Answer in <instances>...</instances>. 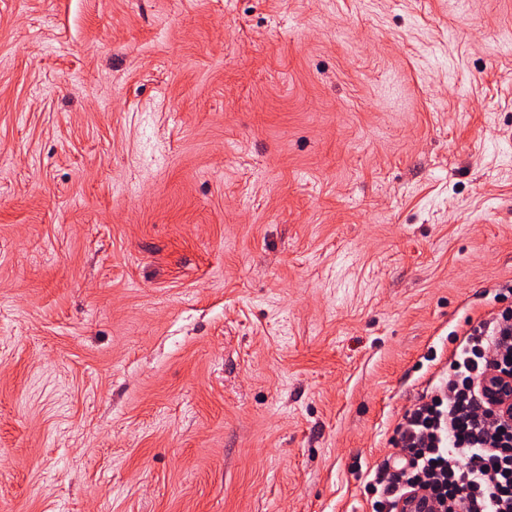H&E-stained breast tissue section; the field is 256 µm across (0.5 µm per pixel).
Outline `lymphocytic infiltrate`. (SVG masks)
<instances>
[{"label": "lymphocytic infiltrate", "instance_id": "obj_1", "mask_svg": "<svg viewBox=\"0 0 512 512\" xmlns=\"http://www.w3.org/2000/svg\"><path fill=\"white\" fill-rule=\"evenodd\" d=\"M467 320L447 368L394 430L387 473L366 483L373 512H400L422 493L429 512H512V422L485 398L492 374L512 375V305Z\"/></svg>", "mask_w": 512, "mask_h": 512}]
</instances>
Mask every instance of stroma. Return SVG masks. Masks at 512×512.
<instances>
[{
  "label": "stroma",
  "mask_w": 512,
  "mask_h": 512,
  "mask_svg": "<svg viewBox=\"0 0 512 512\" xmlns=\"http://www.w3.org/2000/svg\"><path fill=\"white\" fill-rule=\"evenodd\" d=\"M512 0H0V512H372L512 286Z\"/></svg>",
  "instance_id": "1"
}]
</instances>
